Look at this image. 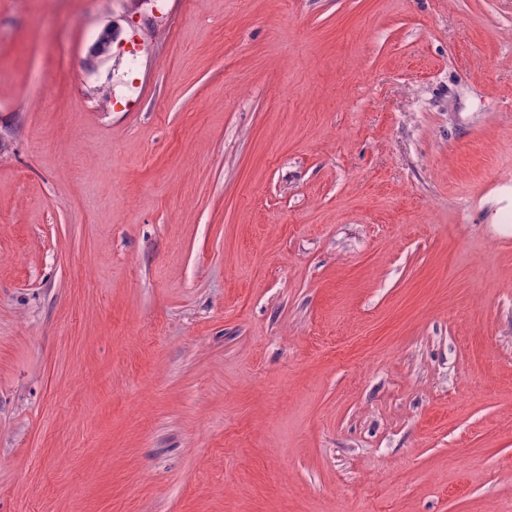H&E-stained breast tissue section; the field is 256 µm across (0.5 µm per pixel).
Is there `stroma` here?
<instances>
[{"label":"stroma","mask_w":512,"mask_h":512,"mask_svg":"<svg viewBox=\"0 0 512 512\" xmlns=\"http://www.w3.org/2000/svg\"><path fill=\"white\" fill-rule=\"evenodd\" d=\"M0 512H512V0H0ZM116 31L118 30L112 25H106L100 30L96 40L88 49L84 60L85 66L92 67L96 63L109 58L112 42L117 37Z\"/></svg>","instance_id":"35a3bbf8"}]
</instances>
